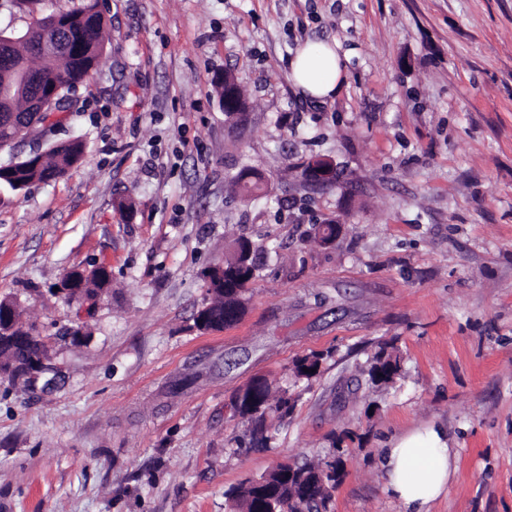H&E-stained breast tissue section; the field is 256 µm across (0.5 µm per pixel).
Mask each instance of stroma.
Instances as JSON below:
<instances>
[{"label":"stroma","instance_id":"1","mask_svg":"<svg viewBox=\"0 0 512 512\" xmlns=\"http://www.w3.org/2000/svg\"><path fill=\"white\" fill-rule=\"evenodd\" d=\"M100 9L105 53L39 142L81 139V162L0 184V299L51 341L35 382L0 380V512H232L228 488L332 460L329 512H401L379 450L433 425L458 469L429 512H512V0ZM316 40L347 54L324 105L289 78ZM227 75L241 130L216 92ZM313 157L333 185L306 183ZM243 168L258 196L232 183ZM328 220L325 246L312 227ZM241 240L263 260L245 313L200 329L209 275ZM100 262L112 285L94 305L61 291ZM77 320L80 340L63 333ZM382 347L400 371L374 387ZM314 352L318 376L294 382ZM256 378L295 398L263 445L233 407Z\"/></svg>","mask_w":512,"mask_h":512}]
</instances>
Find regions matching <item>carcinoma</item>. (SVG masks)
<instances>
[{
	"label": "carcinoma",
	"mask_w": 512,
	"mask_h": 512,
	"mask_svg": "<svg viewBox=\"0 0 512 512\" xmlns=\"http://www.w3.org/2000/svg\"><path fill=\"white\" fill-rule=\"evenodd\" d=\"M59 22L66 28L68 50L63 54L47 55L27 40L29 31L40 25L45 17L33 19L24 31L10 32L3 41L12 45V52L21 60V69L13 73L0 71V142L13 137L24 125L41 123L46 116L29 111L28 87L35 73L62 79L65 91L75 90L83 84L94 70L105 50L104 30L106 22L99 9V0H80L67 11L57 13ZM42 60L39 67L29 63V57ZM83 143L78 139L52 144L48 151L35 157H26L13 166L0 168V183L14 190H23L35 181H48L67 173L81 158ZM247 196L261 189V177L251 172H241L234 177ZM245 243L237 244L234 254L224 259V271L217 269L210 274L209 292L212 301L199 311L208 317L207 327L223 328L233 324L243 307L245 286L255 277L258 269L256 259H243ZM86 295L90 299L111 287V272L104 266L86 271L82 280ZM323 355L312 353L294 364L298 379L310 380L320 369ZM400 369L398 357L379 352L367 370L368 381L373 386L390 382ZM250 413L257 427L264 428L265 416L277 412L280 417L288 415L291 398L283 395L274 399L272 388L250 385L243 396L235 397ZM336 463L290 466L280 464L273 469L266 483L254 482L228 493L236 503L238 512H266L273 507L277 512H293L297 502H302L306 512H328L332 491L336 487Z\"/></svg>",
	"instance_id": "carcinoma-1"
}]
</instances>
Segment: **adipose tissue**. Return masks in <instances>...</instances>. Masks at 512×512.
I'll use <instances>...</instances> for the list:
<instances>
[{"instance_id":"obj_1","label":"adipose tissue","mask_w":512,"mask_h":512,"mask_svg":"<svg viewBox=\"0 0 512 512\" xmlns=\"http://www.w3.org/2000/svg\"><path fill=\"white\" fill-rule=\"evenodd\" d=\"M290 75L304 98L326 102L347 79L339 44L305 43L290 63ZM380 463L403 512H428L432 502L447 494L456 472L445 432L432 427L390 443Z\"/></svg>"}]
</instances>
